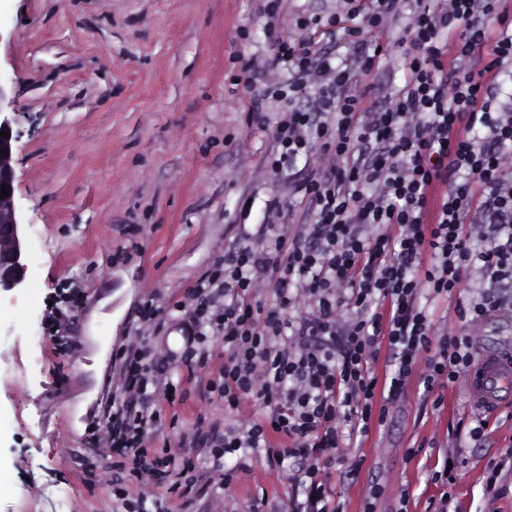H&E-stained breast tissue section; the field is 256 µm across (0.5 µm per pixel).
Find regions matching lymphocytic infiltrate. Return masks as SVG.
<instances>
[{
    "label": "lymphocytic infiltrate",
    "instance_id": "1",
    "mask_svg": "<svg viewBox=\"0 0 512 512\" xmlns=\"http://www.w3.org/2000/svg\"><path fill=\"white\" fill-rule=\"evenodd\" d=\"M401 2L341 0L327 25L353 50L345 68L312 38L275 41L271 64L289 80L268 87L284 107L266 167L275 173L286 160L321 151L326 167L300 187L313 220L296 230L283 224L259 250L227 247L174 305L199 338L182 365L205 366L208 340L222 338L224 375L210 389L225 410L249 398L265 408L246 427L213 435L216 466L248 448L277 464L301 458L293 478L306 498L289 499L281 512H336L321 454L343 441L338 416L355 435L382 420L372 371L380 350L394 368L390 401L417 366L430 391L473 363L469 337L436 338L423 296L454 297L480 270L491 293L457 306L478 321L499 305L494 288L512 283V99L501 101L499 82L512 68V9L503 0L416 5L403 39L406 83L379 107L358 90L357 76L382 55L357 25L382 27ZM313 82L320 91L308 111L299 103ZM487 229L491 247L474 251V237ZM303 303L310 311L298 324L292 312ZM343 307L352 311L346 323L338 319ZM119 360L121 400L105 408L104 426L89 438L100 459L119 455L135 479L162 478L168 454L149 448L174 385L149 345L128 346Z\"/></svg>",
    "mask_w": 512,
    "mask_h": 512
}]
</instances>
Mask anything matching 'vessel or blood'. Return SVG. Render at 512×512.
<instances>
[{
  "mask_svg": "<svg viewBox=\"0 0 512 512\" xmlns=\"http://www.w3.org/2000/svg\"><path fill=\"white\" fill-rule=\"evenodd\" d=\"M473 402L489 412L498 411L511 403L506 396L512 389V353L482 354L466 381Z\"/></svg>",
  "mask_w": 512,
  "mask_h": 512,
  "instance_id": "b4317fda",
  "label": "vessel or blood"
}]
</instances>
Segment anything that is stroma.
<instances>
[{"label": "stroma", "instance_id": "obj_1", "mask_svg": "<svg viewBox=\"0 0 512 512\" xmlns=\"http://www.w3.org/2000/svg\"><path fill=\"white\" fill-rule=\"evenodd\" d=\"M336 0H281L275 26L263 0H0V86L17 112L12 166L15 202L29 230L26 288L0 297V512H126L147 496L160 512H277L292 491L295 458L269 466L263 452L224 458L225 480L209 458L211 429L241 427L258 415L252 402L225 411L208 379L224 364V342L209 343L208 367L175 361L192 337L170 308L196 286L224 248L260 246L272 234L268 205L289 201L313 158L265 169L281 109L262 83L248 84L246 61L270 62L277 37H314L336 64L348 47L319 33L317 18ZM400 15L383 35L389 53L362 79L382 101L404 86ZM252 202L241 212L239 199ZM80 296L67 303L60 291ZM500 310L467 323L456 302L428 304L437 334L471 336L474 354L512 349V288L494 291ZM154 303L166 319L143 328ZM143 339L171 358L181 380L156 446L177 462L193 457L197 485L187 496L152 481L129 482L117 467H88V430L120 391L118 354ZM440 407H433V397ZM424 392L415 370L381 426L323 454L324 477L339 512H362L370 486L383 495L374 512H436L444 494L454 512H512L507 490L487 485L486 464L512 448V414L490 416L481 441L468 435L478 412L463 379ZM454 457L452 481L436 477Z\"/></svg>", "mask_w": 512, "mask_h": 512}]
</instances>
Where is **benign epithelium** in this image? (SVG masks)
Wrapping results in <instances>:
<instances>
[{"instance_id":"benign-epithelium-1","label":"benign epithelium","mask_w":512,"mask_h":512,"mask_svg":"<svg viewBox=\"0 0 512 512\" xmlns=\"http://www.w3.org/2000/svg\"><path fill=\"white\" fill-rule=\"evenodd\" d=\"M11 106L0 86V132L9 133L7 137L0 135V187L10 193L0 198V293L24 288L27 274V228L15 204V174L11 165L16 122L9 112Z\"/></svg>"}]
</instances>
